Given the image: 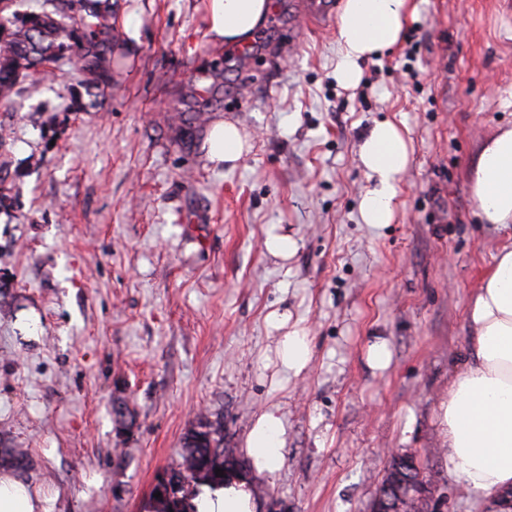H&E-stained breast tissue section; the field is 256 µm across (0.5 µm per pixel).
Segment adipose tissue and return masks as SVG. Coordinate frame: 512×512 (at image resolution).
I'll list each match as a JSON object with an SVG mask.
<instances>
[{
	"label": "adipose tissue",
	"mask_w": 512,
	"mask_h": 512,
	"mask_svg": "<svg viewBox=\"0 0 512 512\" xmlns=\"http://www.w3.org/2000/svg\"><path fill=\"white\" fill-rule=\"evenodd\" d=\"M273 0H210V30L234 49L249 43L264 27ZM416 14L414 0H344L337 24L342 59L336 78L346 89L362 79L361 64L397 45ZM247 139L229 121H216L208 136L211 162L236 165ZM360 160L374 186L361 202L363 223L384 225L394 217V200L409 162L406 139L393 122L374 126L360 149ZM475 215L481 224L503 233L492 266L467 307L471 330L465 368L448 385L438 405L440 430L448 443L451 469L474 493L493 495L512 487V128L498 131L481 147L470 174ZM278 327L276 355L285 372L300 375L311 361L308 337ZM284 425L275 410L263 411L246 439L258 469H273ZM251 484L234 482L206 493L199 512H253Z\"/></svg>",
	"instance_id": "adipose-tissue-1"
}]
</instances>
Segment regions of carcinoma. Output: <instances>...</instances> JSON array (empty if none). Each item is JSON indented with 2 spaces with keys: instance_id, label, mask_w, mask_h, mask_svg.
Masks as SVG:
<instances>
[{
  "instance_id": "obj_1",
  "label": "carcinoma",
  "mask_w": 512,
  "mask_h": 512,
  "mask_svg": "<svg viewBox=\"0 0 512 512\" xmlns=\"http://www.w3.org/2000/svg\"><path fill=\"white\" fill-rule=\"evenodd\" d=\"M112 0H42L41 9L14 13L6 19L8 34L0 39V57L21 58V74L0 63V98L9 99L19 91L21 80L39 70L44 62L59 56L83 77L88 97L104 94L112 84V39L114 32ZM211 89L197 94L188 91L179 96L173 110L184 106L194 109L205 101L204 95L217 94L223 87L222 71L213 73ZM28 452L23 448H0V468L22 469ZM223 470L219 477L215 469ZM172 476L185 475L186 487L180 497L160 508L157 498L149 496L146 512H197L192 500L199 487L224 486V477L246 473L236 449L224 447V430L220 420L201 417L183 438L179 460L169 468Z\"/></svg>"
}]
</instances>
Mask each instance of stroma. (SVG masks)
Masks as SVG:
<instances>
[{"mask_svg":"<svg viewBox=\"0 0 512 512\" xmlns=\"http://www.w3.org/2000/svg\"><path fill=\"white\" fill-rule=\"evenodd\" d=\"M112 88L79 111L75 74L0 100V448L49 512H143L199 414L245 454L257 416L285 435L252 477L256 512H369L389 450L413 453L438 512H487L448 465L438 403L464 368L466 310L499 233L477 224L470 166L512 125V0H417L401 43L336 80L335 26L274 0L251 50L210 31L208 0H115ZM224 93L171 106L187 85ZM219 119L247 135L210 163ZM408 144L392 223H363L359 149ZM290 236L295 253L265 242ZM312 348L275 363L272 313ZM385 341L387 368L368 362Z\"/></svg>","mask_w":512,"mask_h":512,"instance_id":"1","label":"stroma"}]
</instances>
